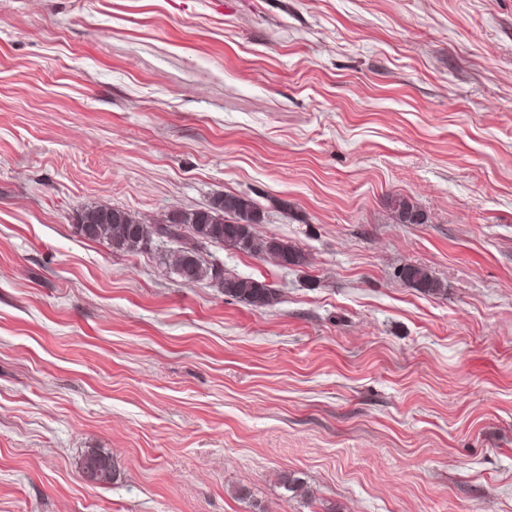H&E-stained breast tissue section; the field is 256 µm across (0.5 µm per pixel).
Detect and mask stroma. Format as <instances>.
Segmentation results:
<instances>
[{"label":"stroma","instance_id":"stroma-1","mask_svg":"<svg viewBox=\"0 0 512 512\" xmlns=\"http://www.w3.org/2000/svg\"><path fill=\"white\" fill-rule=\"evenodd\" d=\"M227 192L271 306L73 228ZM0 512H512V0H0ZM399 278L409 286L422 289L428 293L436 294L441 290V285L430 276L427 270L419 266L408 265L402 267ZM80 469L84 477H96L101 485L111 483L116 474L112 458L100 448L86 450L80 462Z\"/></svg>","mask_w":512,"mask_h":512}]
</instances>
